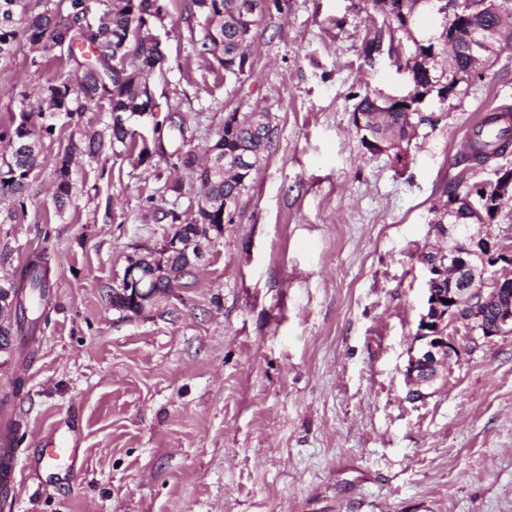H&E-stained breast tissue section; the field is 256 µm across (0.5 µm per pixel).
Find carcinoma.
<instances>
[{"label": "carcinoma", "mask_w": 512, "mask_h": 512, "mask_svg": "<svg viewBox=\"0 0 512 512\" xmlns=\"http://www.w3.org/2000/svg\"><path fill=\"white\" fill-rule=\"evenodd\" d=\"M252 0H191L190 9L203 19L202 36L196 43L197 55L218 66L229 75L244 72L253 31L258 16L249 13ZM164 5L159 0H103L97 23L88 25L89 0H61L30 16L25 14L23 0H0V60L11 56L17 46L19 31H24L30 46L43 54L55 45L66 43L68 60L81 80L72 85L56 80L41 90L38 112H23L12 129L0 133V140L10 144L7 155H0V197L12 198L25 207V179L37 162L38 131L34 117L63 113L73 119L85 112L94 100H105L112 114L108 137L97 131H80L79 141L69 140L55 170L54 198L58 207L69 202L72 186L70 163L76 152L89 156L104 147L137 153L134 166L144 165L150 157L146 145L134 141L129 118L151 102L149 76L157 62L156 49L145 48L152 41V28L162 23ZM377 98L364 96L356 110L367 114L365 128L357 130L362 144L380 140L393 146L409 144L415 127L409 123L410 106L379 112ZM262 113L252 112L242 118L232 112L224 119V134L212 144L230 159L242 154L258 167L272 142L273 129L261 122ZM512 144V122L509 114L490 115L473 131L465 160L482 165L506 153ZM173 167L196 173L200 189L211 193V206L224 212V199L239 197L245 186L243 176L229 174L224 181L208 185L205 164L198 162L191 149L171 153ZM50 260L47 251L28 255L13 272L15 287L21 291L15 322L0 325V336H11L20 351L35 342L38 323L51 305Z\"/></svg>", "instance_id": "cac0c4a2"}]
</instances>
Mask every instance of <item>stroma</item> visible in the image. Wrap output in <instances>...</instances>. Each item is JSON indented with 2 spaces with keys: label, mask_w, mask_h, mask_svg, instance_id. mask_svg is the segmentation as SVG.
I'll return each instance as SVG.
<instances>
[{
  "label": "stroma",
  "mask_w": 512,
  "mask_h": 512,
  "mask_svg": "<svg viewBox=\"0 0 512 512\" xmlns=\"http://www.w3.org/2000/svg\"><path fill=\"white\" fill-rule=\"evenodd\" d=\"M164 0L166 52L148 136L171 111L203 152L228 113L259 109L274 136L234 221L186 286L152 312L113 309L131 257L176 230L152 208L194 211L167 190L165 159L81 155L65 209L53 199L70 130L53 117L26 207L0 223V277L50 259L52 306L28 354L0 356V401L27 464L14 512H512V338L468 345L423 398L405 366L424 306L422 253L440 246L448 186L492 179L455 164L475 124L512 109V45L459 96L432 105L408 163L371 153L354 110L407 94L371 0H267L242 77L198 58L202 20ZM66 58L20 42L0 61V131L35 106ZM80 425L85 469L43 466L47 431Z\"/></svg>",
  "instance_id": "1"
}]
</instances>
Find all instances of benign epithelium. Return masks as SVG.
I'll use <instances>...</instances> for the list:
<instances>
[{
	"label": "benign epithelium",
	"instance_id": "benign-epithelium-1",
	"mask_svg": "<svg viewBox=\"0 0 512 512\" xmlns=\"http://www.w3.org/2000/svg\"><path fill=\"white\" fill-rule=\"evenodd\" d=\"M426 9L444 17L443 32L421 41L414 36L412 26L419 6L407 14L404 31L414 49L406 58L395 52L399 70L412 77L416 64L422 62L420 45H432L428 61L429 70L435 72L428 89L438 93L439 100L447 101L457 94L460 84L472 77L476 64L490 67L501 46L512 42V33L499 25L489 26L485 15L501 16L506 10L504 0H483L480 14L471 12L470 0H424ZM459 48L471 60L465 70L447 72L439 68L440 60L448 56L449 49ZM494 200L481 204L474 190L454 192L437 217L436 225L448 237V248L439 250L422 266L426 272L425 307L420 320L422 327L418 340L422 345L410 355L406 366L407 379L417 386L412 396L420 398L419 387L438 377V367L461 354L464 346L448 329L455 323L465 325L472 343H491L497 338L512 337V276L499 274L496 266L512 267V250L500 245L480 228L496 220L501 204L512 199V166L502 165L489 180ZM204 232L193 233L180 227L163 245L159 253L152 251L129 260L119 281L113 284L114 307L143 315L154 308L153 293L144 288L148 277L158 278L176 287L203 257L202 235L224 234V224H203ZM178 255L177 264L167 262L168 256ZM448 280L450 288L440 291L434 284Z\"/></svg>",
	"mask_w": 512,
	"mask_h": 512
}]
</instances>
